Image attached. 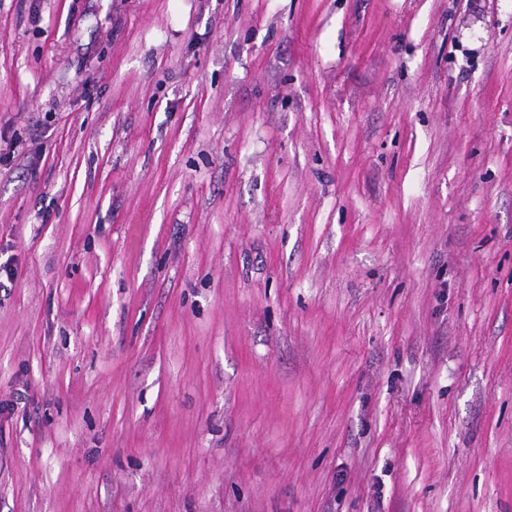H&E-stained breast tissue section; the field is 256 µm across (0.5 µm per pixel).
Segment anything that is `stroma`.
Here are the masks:
<instances>
[{"label":"stroma","mask_w":512,"mask_h":512,"mask_svg":"<svg viewBox=\"0 0 512 512\" xmlns=\"http://www.w3.org/2000/svg\"><path fill=\"white\" fill-rule=\"evenodd\" d=\"M0 512H512V0H0Z\"/></svg>","instance_id":"obj_1"}]
</instances>
